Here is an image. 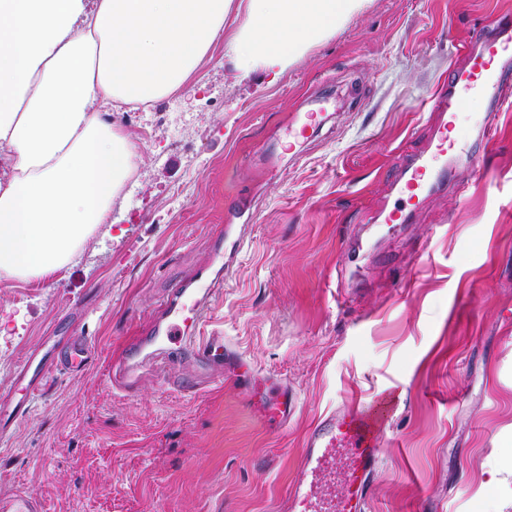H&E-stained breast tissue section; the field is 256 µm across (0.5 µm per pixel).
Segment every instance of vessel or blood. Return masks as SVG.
Segmentation results:
<instances>
[{"label": "vessel or blood", "mask_w": 512, "mask_h": 512, "mask_svg": "<svg viewBox=\"0 0 512 512\" xmlns=\"http://www.w3.org/2000/svg\"><path fill=\"white\" fill-rule=\"evenodd\" d=\"M456 51L463 57L462 65L452 69L447 87L429 100L430 111L440 115L431 145L406 164L395 182L401 199L419 200L426 190L447 179L449 152L471 140L470 132L456 123L457 114L468 111L480 98L498 104L512 84L511 23L501 21L480 30L458 44ZM212 294L213 282L204 273L191 284L176 286L163 304L161 322L154 332L168 339L191 340L197 355L209 365H241V357L225 346L223 336L200 333ZM69 345L70 354L64 358L28 357L18 372L27 381L26 397L8 406L0 402V412L11 409L15 420H22L31 397L43 390L55 373L77 370L92 359L94 349L83 339L71 338ZM296 404L293 390L281 386L277 394L266 397L261 417L268 426H280L293 414ZM389 413L390 399L383 396L369 406L349 405L321 417L305 436L300 471L287 498L288 512H366L368 484L377 472V449ZM338 470L345 481L341 491L329 480ZM44 509L42 500L27 491L0 502V512Z\"/></svg>", "instance_id": "1"}]
</instances>
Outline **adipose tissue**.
<instances>
[{
  "label": "adipose tissue",
  "instance_id": "adipose-tissue-1",
  "mask_svg": "<svg viewBox=\"0 0 512 512\" xmlns=\"http://www.w3.org/2000/svg\"><path fill=\"white\" fill-rule=\"evenodd\" d=\"M364 0H0V273L69 264L131 173L134 145L106 116L183 88L216 41L241 72L282 74ZM244 21L232 37L224 20Z\"/></svg>",
  "mask_w": 512,
  "mask_h": 512
}]
</instances>
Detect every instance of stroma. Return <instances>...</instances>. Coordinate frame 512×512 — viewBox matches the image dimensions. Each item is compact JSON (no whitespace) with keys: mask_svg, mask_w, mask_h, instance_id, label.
Listing matches in <instances>:
<instances>
[{"mask_svg":"<svg viewBox=\"0 0 512 512\" xmlns=\"http://www.w3.org/2000/svg\"><path fill=\"white\" fill-rule=\"evenodd\" d=\"M505 13L512 0H366L280 76L242 73L219 41L181 91L113 110L135 157L111 223L49 278L0 274V399L23 394L29 354L73 335L99 352L0 429V497L25 489L47 512H284L306 432L389 393L367 512H512V472L489 482L512 439V97L494 148L451 157L410 223L374 221L427 146L426 102L456 42ZM294 112L310 138L289 135ZM245 198L250 242L204 330L295 389L276 429L254 390L216 383L182 344H146L132 385L109 377Z\"/></svg>","mask_w":512,"mask_h":512,"instance_id":"35a3bbf8","label":"stroma"}]
</instances>
